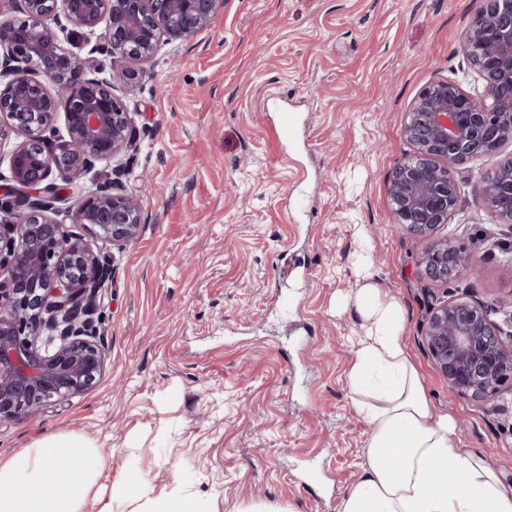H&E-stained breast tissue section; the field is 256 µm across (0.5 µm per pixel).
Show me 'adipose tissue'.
<instances>
[{
	"mask_svg": "<svg viewBox=\"0 0 512 512\" xmlns=\"http://www.w3.org/2000/svg\"><path fill=\"white\" fill-rule=\"evenodd\" d=\"M349 300L361 320L347 375L353 405L369 424L360 481L342 512H512V485L477 454L459 455L457 424L429 400L404 340L401 303L384 293L360 255ZM104 468L98 449L69 436H48L0 459V512H83ZM111 494L148 499V512H199L188 497H153L135 476Z\"/></svg>",
	"mask_w": 512,
	"mask_h": 512,
	"instance_id": "adipose-tissue-1",
	"label": "adipose tissue"
}]
</instances>
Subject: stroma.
Instances as JSON below:
<instances>
[{"instance_id":"stroma-1","label":"stroma","mask_w":512,"mask_h":512,"mask_svg":"<svg viewBox=\"0 0 512 512\" xmlns=\"http://www.w3.org/2000/svg\"><path fill=\"white\" fill-rule=\"evenodd\" d=\"M477 0H224L211 27L152 61L101 56L132 114L138 153L123 183L137 240L110 255L104 374L83 395L0 428V458L50 435L100 449L101 484L136 473L202 512H341L370 426L351 400L346 300L369 253L405 308L404 336L458 453L512 484V394L452 397L421 340L438 299L512 314V229L474 194L512 144L457 168L447 235L474 257L461 279H423L421 244L396 231L387 195L410 153L409 108L431 82L477 86L462 41ZM296 107L282 148L276 105Z\"/></svg>"}]
</instances>
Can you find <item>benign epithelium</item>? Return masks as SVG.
<instances>
[{"label": "benign epithelium", "instance_id": "7a95c632", "mask_svg": "<svg viewBox=\"0 0 512 512\" xmlns=\"http://www.w3.org/2000/svg\"><path fill=\"white\" fill-rule=\"evenodd\" d=\"M20 36L0 25V141L21 134L9 154L0 208L23 197L26 212L0 224V427L69 401L104 373L97 328L113 282L110 257L93 241L122 249L137 239L138 204L109 177L75 195L76 176L138 151L132 117L101 63L68 50L67 40L104 30L91 53L150 61L160 42L210 27L224 0H21ZM465 55L482 86L436 80L414 100L403 128L412 153L392 172L388 196L398 226L423 243L420 274L437 284L459 278L472 255L436 237L458 206L457 166L512 143V0H480L465 34ZM64 114L67 138L57 134ZM485 207L512 223V158L479 187ZM423 342L448 392L490 404L512 392V330L475 299L431 308Z\"/></svg>", "mask_w": 512, "mask_h": 512}]
</instances>
